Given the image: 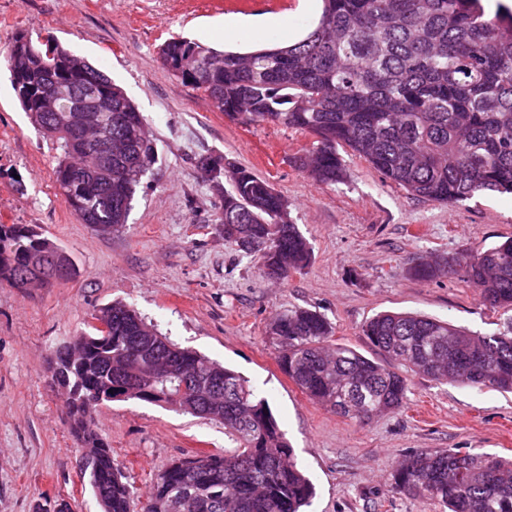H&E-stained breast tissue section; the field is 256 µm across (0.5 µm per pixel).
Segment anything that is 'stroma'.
Segmentation results:
<instances>
[{"label": "stroma", "instance_id": "1", "mask_svg": "<svg viewBox=\"0 0 512 512\" xmlns=\"http://www.w3.org/2000/svg\"><path fill=\"white\" fill-rule=\"evenodd\" d=\"M321 13L320 0H0V45L26 31L84 57L123 88L157 148L127 223L99 233L64 203L54 176L60 153L23 111L0 64V224L36 229L76 266L51 288L0 286V512H53L62 501L71 512H100L49 364L116 301L250 380L315 485L309 512H439L392 485L406 455L451 448L512 457V393L411 373L403 408L360 423L309 400L278 366L267 325L292 308L323 314L334 342L371 359L362 326L383 311L481 335L502 320L461 267L430 281L412 270L512 237L511 195L485 192L450 207L408 195L351 155L344 182L316 185L301 166L310 135L229 121L158 59L173 37L234 52L281 45L284 29L305 35ZM207 155L249 168L287 198L290 221L312 247L302 272L262 276L259 257L225 239L224 196L198 166ZM96 425L134 486V512L173 460L235 446L218 421L134 400L109 403Z\"/></svg>", "mask_w": 512, "mask_h": 512}]
</instances>
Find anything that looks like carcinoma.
I'll use <instances>...</instances> for the list:
<instances>
[{
	"label": "carcinoma",
	"instance_id": "1",
	"mask_svg": "<svg viewBox=\"0 0 512 512\" xmlns=\"http://www.w3.org/2000/svg\"><path fill=\"white\" fill-rule=\"evenodd\" d=\"M316 26L287 47L252 52L205 50L216 62L190 75L183 60L202 44L171 38L160 45L162 66L204 92L231 121L266 122L316 137L305 165L319 185L343 180L339 148L367 161L408 194L460 205L490 191L512 195V11L486 13L481 0H322ZM18 33L0 47L10 76L26 89L19 98L33 124L56 139L63 157L54 171L67 206L81 222L109 232L126 223L141 179L157 155L147 125L120 86L58 43L17 47ZM76 64L49 73L47 53ZM112 98V138L128 150L112 155V190L71 182L85 163L69 150L72 131L60 120L90 108L92 98ZM221 156H203L200 170L224 191L220 224L235 220L240 250L259 255L264 275L286 278L310 259L306 238L288 219V199L244 167H224ZM229 180L223 189L221 178ZM51 240L31 236L23 224H0V285L21 288L20 273ZM480 298L503 310L502 329L479 336L448 322L405 312L369 319L362 334L371 348L406 369L439 382L512 392V237L463 260ZM111 324L81 336L78 350L54 351L51 378L72 391L64 410L92 459L82 474L101 512H131L133 488L115 463L95 422L97 412L122 395L217 420L236 443L222 453L199 454L168 466L153 482L142 512H305L315 494L272 415L239 373L180 348L122 302L100 309ZM267 333L279 345V365L310 400L367 421L403 407L407 379L353 348L332 344L333 327L320 313L294 308L276 315ZM146 348L170 359L197 381L192 397L178 381L139 363ZM395 488L429 499L448 512H512V461L451 449L422 450L392 473Z\"/></svg>",
	"mask_w": 512,
	"mask_h": 512
}]
</instances>
